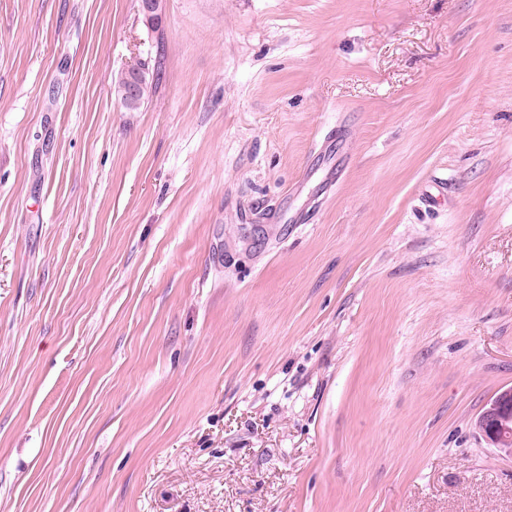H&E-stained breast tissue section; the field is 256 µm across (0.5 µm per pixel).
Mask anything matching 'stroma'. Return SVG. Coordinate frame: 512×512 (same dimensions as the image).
Returning a JSON list of instances; mask_svg holds the SVG:
<instances>
[{"label":"stroma","mask_w":512,"mask_h":512,"mask_svg":"<svg viewBox=\"0 0 512 512\" xmlns=\"http://www.w3.org/2000/svg\"><path fill=\"white\" fill-rule=\"evenodd\" d=\"M508 387L512 0H0V512H512ZM125 72L127 74L126 84L122 88V92L119 97L125 106H131L134 104L135 97H136V88H137V84H138V81L140 78V68H139V66H133V67L128 68ZM153 81H154L153 74L151 76L149 72H146L145 77L142 80V85L140 87L141 103H140L139 107L134 108V109H129V108H126L125 106H123L122 103L120 102L121 106L128 112L139 111L141 109V107L144 105L145 101L149 97V93L153 87ZM478 434L502 456L512 458V387L501 390L478 416Z\"/></svg>","instance_id":"stroma-1"}]
</instances>
